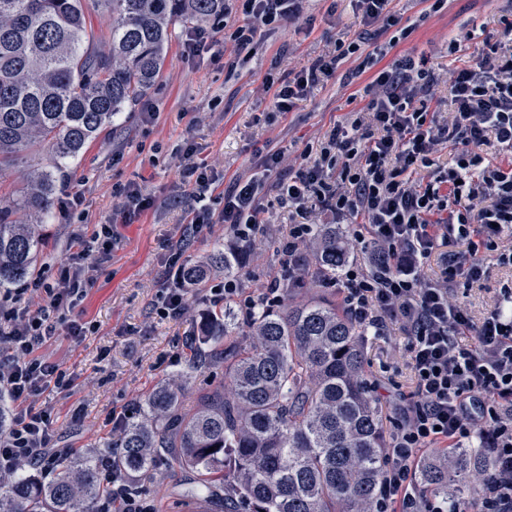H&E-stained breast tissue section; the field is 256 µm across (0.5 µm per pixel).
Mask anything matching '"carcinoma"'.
Returning a JSON list of instances; mask_svg holds the SVG:
<instances>
[{"mask_svg": "<svg viewBox=\"0 0 512 512\" xmlns=\"http://www.w3.org/2000/svg\"><path fill=\"white\" fill-rule=\"evenodd\" d=\"M112 14L109 52L94 49L82 0H0V172L20 153L46 147L23 190L0 203V289L33 273L35 227L54 207L63 169L154 85L175 22L224 16V0H93ZM340 224H320L303 254L302 279L281 258L279 299L214 309L180 375L158 385L128 423L113 466L130 478L167 462L186 503L220 512H370L381 489L385 440L364 378L366 329L323 291L349 260ZM242 251L216 250L227 276ZM297 288L314 292L289 301ZM221 352L224 383L185 397L209 353ZM214 451H209V448ZM481 448L425 460L419 485L453 504L464 480L485 472ZM106 497L94 454L48 479L21 473L0 483V512H94Z\"/></svg>", "mask_w": 512, "mask_h": 512, "instance_id": "cac0c4a2", "label": "carcinoma"}]
</instances>
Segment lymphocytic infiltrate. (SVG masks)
Listing matches in <instances>:
<instances>
[{
	"label": "lymphocytic infiltrate",
	"mask_w": 512,
	"mask_h": 512,
	"mask_svg": "<svg viewBox=\"0 0 512 512\" xmlns=\"http://www.w3.org/2000/svg\"><path fill=\"white\" fill-rule=\"evenodd\" d=\"M242 21L228 38L237 51L253 53L258 31H275L300 20L304 0H233ZM363 31L385 42L365 51L361 40L337 37L333 51L287 78H267L271 109L293 111L298 102L335 78L359 57L358 73L369 79L356 92L357 109L329 132L307 143L293 162L283 150L257 152L247 178L224 181L186 148L179 168L188 187L186 234L167 266L181 279L161 282L152 313L183 318L199 285L178 260L190 237L214 224L237 240L254 241L274 196L288 212L284 245L296 258L323 217L348 225L351 261L335 282L344 312L384 334L398 326L414 389L396 397L395 432L385 450L381 496L371 512H447L444 502L418 496L414 477L422 453L478 438L492 467L480 479L475 499L456 512H512V284L480 321H473L455 291L484 280L491 266L512 267V18H502L496 37L485 38L469 64L440 79L427 57L396 53L413 32L390 12L391 0H349ZM447 102L438 120L431 104ZM448 150L447 164L436 157ZM504 156L492 164L485 155ZM117 239L112 223L91 237L74 233L68 246L84 260L57 262L54 279L36 274L22 287L0 292V389L13 404L11 424L0 433V477L23 467L51 472L67 451L55 447L53 421L38 407L47 389L66 392L71 380L61 364L42 352L58 326L82 339L93 323L73 318L93 282L89 256L109 258ZM437 260L439 278L423 268ZM101 477L112 488L100 512H148L140 487L101 460Z\"/></svg>",
	"instance_id": "obj_1"
}]
</instances>
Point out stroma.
Wrapping results in <instances>:
<instances>
[{"label": "stroma", "instance_id": "35a3bbf8", "mask_svg": "<svg viewBox=\"0 0 512 512\" xmlns=\"http://www.w3.org/2000/svg\"><path fill=\"white\" fill-rule=\"evenodd\" d=\"M389 8L418 23L398 44V53L425 54L444 73L469 60L481 46L476 39L452 53L449 38L465 25L497 32L502 15L512 12V0H448L447 8L437 13L428 12L425 0H391ZM304 16L301 29L264 34L251 56L237 53L232 42L220 41L208 54L186 57L181 44L185 27L176 25L162 72L144 96L154 119L143 120L140 105H133L86 147L60 181L57 196L79 192L84 204L68 217L52 212L47 223L39 225L45 242L39 266L65 259L74 231L92 234L96 224L109 219L118 234L111 257L98 265L95 284L83 303V317L95 322L96 332L80 340L59 334L45 348L67 370L72 388L66 394L46 391L38 404L51 413L59 447L71 449L74 457L105 451L115 438L113 413L129 399L144 401L158 383L176 377L189 354V337L208 318L209 305L197 296L181 320L148 319L165 273L167 247L179 240L186 222L178 168L186 145L194 144L197 160L229 182L250 175L258 150L268 146L298 154L305 143L322 137L353 110L350 98L361 82L346 78L357 65L351 59L293 112L270 114L271 96L264 90L267 77L287 75L293 66L331 51L338 34L353 36L359 31L348 0H306ZM130 182L139 183L154 205L128 223L114 189ZM287 221L286 213L270 211L261 236L252 243L239 274L248 292H260L279 275V247ZM509 282L512 271L495 268L484 281L460 286L459 294L478 319ZM402 345L396 331L368 338L366 380L381 377L410 393L412 377ZM177 480L165 465L142 478L152 512H188L171 493Z\"/></svg>", "mask_w": 512, "mask_h": 512}]
</instances>
